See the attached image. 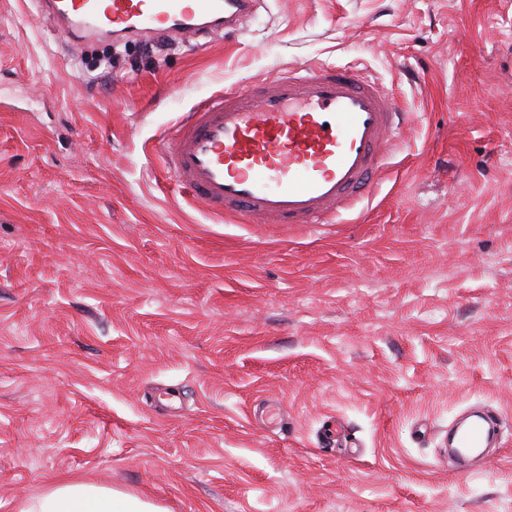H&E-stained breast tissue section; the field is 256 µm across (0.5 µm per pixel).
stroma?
<instances>
[{
    "label": "stroma",
    "mask_w": 512,
    "mask_h": 512,
    "mask_svg": "<svg viewBox=\"0 0 512 512\" xmlns=\"http://www.w3.org/2000/svg\"><path fill=\"white\" fill-rule=\"evenodd\" d=\"M147 42L0 0V512L65 479L164 512H512V0H257ZM297 65L412 120L335 222L213 217L161 140ZM475 411L503 419L480 475L448 459Z\"/></svg>",
    "instance_id": "35a3bbf8"
}]
</instances>
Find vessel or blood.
Wrapping results in <instances>:
<instances>
[{"instance_id": "obj_1", "label": "vessel or blood", "mask_w": 512, "mask_h": 512, "mask_svg": "<svg viewBox=\"0 0 512 512\" xmlns=\"http://www.w3.org/2000/svg\"><path fill=\"white\" fill-rule=\"evenodd\" d=\"M42 16L88 31L157 38L235 30L256 0H34ZM389 91L360 73L305 66L198 103L162 142L168 173L216 217L321 224L350 209L374 180L405 122ZM476 421L458 448H482Z\"/></svg>"}]
</instances>
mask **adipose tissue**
Returning a JSON list of instances; mask_svg holds the SVG:
<instances>
[{"label": "adipose tissue", "mask_w": 512, "mask_h": 512, "mask_svg": "<svg viewBox=\"0 0 512 512\" xmlns=\"http://www.w3.org/2000/svg\"><path fill=\"white\" fill-rule=\"evenodd\" d=\"M17 512H161L137 497L85 482H57L38 496L19 500Z\"/></svg>", "instance_id": "adipose-tissue-1"}]
</instances>
